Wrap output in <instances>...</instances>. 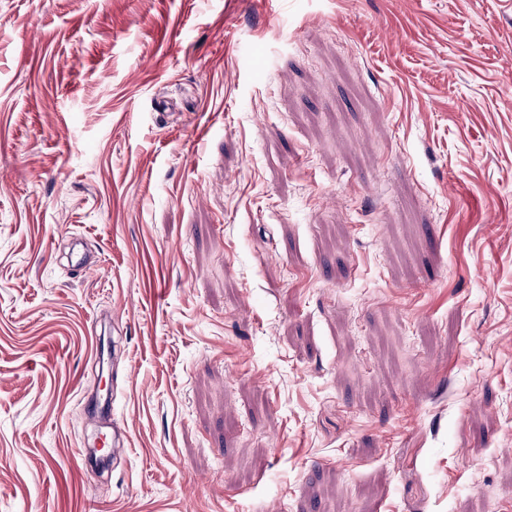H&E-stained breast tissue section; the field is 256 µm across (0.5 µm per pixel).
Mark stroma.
Masks as SVG:
<instances>
[{"instance_id":"1","label":"stroma","mask_w":512,"mask_h":512,"mask_svg":"<svg viewBox=\"0 0 512 512\" xmlns=\"http://www.w3.org/2000/svg\"><path fill=\"white\" fill-rule=\"evenodd\" d=\"M0 512H512V0H0Z\"/></svg>"}]
</instances>
